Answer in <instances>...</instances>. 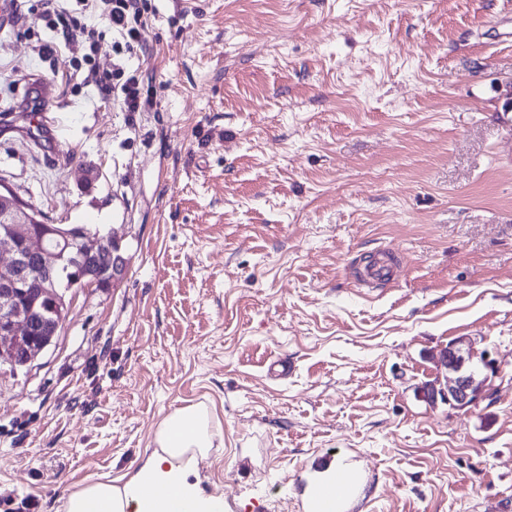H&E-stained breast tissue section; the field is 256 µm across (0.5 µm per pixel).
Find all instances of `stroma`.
Listing matches in <instances>:
<instances>
[{
  "instance_id": "1",
  "label": "stroma",
  "mask_w": 512,
  "mask_h": 512,
  "mask_svg": "<svg viewBox=\"0 0 512 512\" xmlns=\"http://www.w3.org/2000/svg\"><path fill=\"white\" fill-rule=\"evenodd\" d=\"M125 112L0 21V184L129 261L69 292L52 344L0 366V494L133 473L174 409L219 430L191 479L224 512H297L308 461L374 471L371 512H512V0H146ZM61 113L31 137L21 100ZM390 246L389 286L353 279ZM489 352V395L431 404L439 354ZM294 370L275 380L276 359Z\"/></svg>"
}]
</instances>
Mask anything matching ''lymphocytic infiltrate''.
<instances>
[{"label":"lymphocytic infiltrate","mask_w":512,"mask_h":512,"mask_svg":"<svg viewBox=\"0 0 512 512\" xmlns=\"http://www.w3.org/2000/svg\"><path fill=\"white\" fill-rule=\"evenodd\" d=\"M47 37L36 41L41 57L53 54L57 45H65L75 62L85 64L84 84L94 86L100 99H110L113 90H120L121 105L127 112H146L153 106L152 98L142 96L140 75L127 66L111 70L99 69L93 59L106 34H113L115 47L136 53L146 47L147 20L143 0H79L71 9L60 0H39Z\"/></svg>","instance_id":"f902f5d3"}]
</instances>
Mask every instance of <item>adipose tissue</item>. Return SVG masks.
<instances>
[{
  "label": "adipose tissue",
  "mask_w": 512,
  "mask_h": 512,
  "mask_svg": "<svg viewBox=\"0 0 512 512\" xmlns=\"http://www.w3.org/2000/svg\"><path fill=\"white\" fill-rule=\"evenodd\" d=\"M218 435L205 405L175 410L134 475L120 485L91 481L68 492L61 512H223V498L201 496L189 480Z\"/></svg>",
  "instance_id": "obj_1"
}]
</instances>
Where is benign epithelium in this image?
Wrapping results in <instances>:
<instances>
[{
    "label": "benign epithelium",
    "mask_w": 512,
    "mask_h": 512,
    "mask_svg": "<svg viewBox=\"0 0 512 512\" xmlns=\"http://www.w3.org/2000/svg\"><path fill=\"white\" fill-rule=\"evenodd\" d=\"M50 235L57 237L52 247L46 244ZM0 245L10 253V260L0 265V365L14 369L27 366L57 333L45 328L42 335H33L28 317L36 308L47 305L62 319L68 314L67 292L98 285L128 262L115 236L85 231L74 235L45 224L14 193L1 189ZM61 270L70 271V285L64 290L58 288ZM439 363L448 370V379L424 388L428 402L441 399L465 409L488 396L489 376L496 372L489 353L477 356L458 339L440 352Z\"/></svg>",
    "instance_id": "benign-epithelium-1"
}]
</instances>
